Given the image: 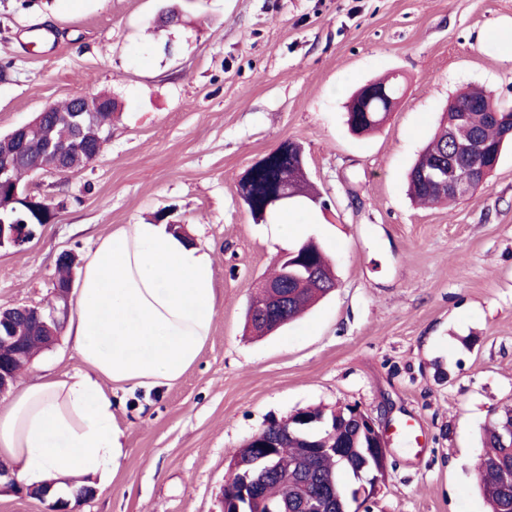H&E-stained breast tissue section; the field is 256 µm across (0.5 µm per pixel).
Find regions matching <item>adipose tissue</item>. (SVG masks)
<instances>
[{"label":"adipose tissue","instance_id":"ef3b65f1","mask_svg":"<svg viewBox=\"0 0 512 512\" xmlns=\"http://www.w3.org/2000/svg\"><path fill=\"white\" fill-rule=\"evenodd\" d=\"M213 284L209 248L167 225L135 224L100 239L67 330L80 367L21 383L0 400V461L17 485L71 493L117 472L123 432L106 384L175 383L210 335Z\"/></svg>","mask_w":512,"mask_h":512}]
</instances>
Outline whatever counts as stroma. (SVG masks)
Instances as JSON below:
<instances>
[{"instance_id":"stroma-1","label":"stroma","mask_w":512,"mask_h":512,"mask_svg":"<svg viewBox=\"0 0 512 512\" xmlns=\"http://www.w3.org/2000/svg\"><path fill=\"white\" fill-rule=\"evenodd\" d=\"M177 4L183 23L157 29ZM512 0H0V133L50 104L105 91L112 137L82 170L26 175L53 208L18 248L0 247V308L51 296L60 253L164 219L210 247L216 316L173 385L116 387L125 456L76 512H222L235 453L296 411H391L386 473L360 512H486L471 486L481 429L512 406V147L486 184L420 207L406 175L461 89L512 109V62L481 43ZM399 73L380 130L345 124L358 86ZM302 148L321 193L312 224L254 221L242 174L282 142ZM337 286L277 333L252 337L256 283L302 241ZM80 364L61 336L20 373Z\"/></svg>"}]
</instances>
